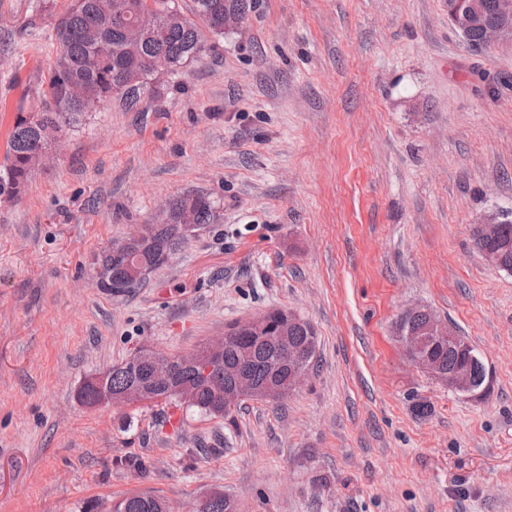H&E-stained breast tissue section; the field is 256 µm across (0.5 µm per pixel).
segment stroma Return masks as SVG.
Listing matches in <instances>:
<instances>
[{"instance_id":"obj_1","label":"stroma","mask_w":512,"mask_h":512,"mask_svg":"<svg viewBox=\"0 0 512 512\" xmlns=\"http://www.w3.org/2000/svg\"><path fill=\"white\" fill-rule=\"evenodd\" d=\"M446 2L253 0L142 111L93 112L0 200V512L145 491L191 512L216 489L235 512H512V275L472 240L512 217V44L472 47ZM69 3L0 0V158ZM185 192L221 222L143 286H96L95 255ZM414 307L474 348L477 394L407 358ZM271 309L317 336L279 401L224 418L77 399L141 347L193 352Z\"/></svg>"}]
</instances>
